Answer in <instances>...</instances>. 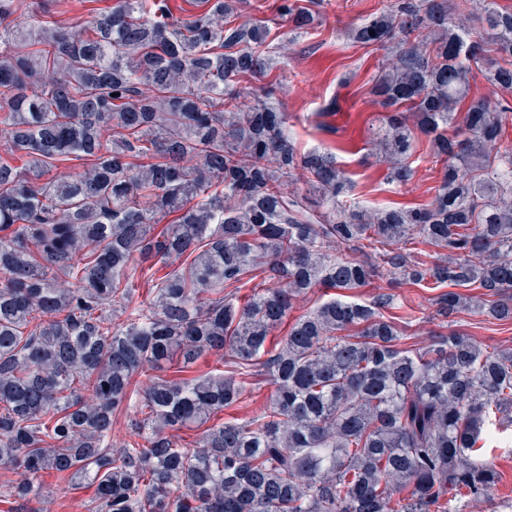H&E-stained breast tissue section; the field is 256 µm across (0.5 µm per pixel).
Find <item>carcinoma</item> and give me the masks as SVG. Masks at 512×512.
<instances>
[{
    "mask_svg": "<svg viewBox=\"0 0 512 512\" xmlns=\"http://www.w3.org/2000/svg\"><path fill=\"white\" fill-rule=\"evenodd\" d=\"M309 3L278 10L304 30ZM204 5L182 20L166 0H118L93 33L72 34L0 0L4 148L26 157L0 163V469L22 475L9 496L36 498L51 470L89 479L94 512H440L460 495L448 512H470L499 481L477 444L493 413L512 423V349L453 331L406 347L409 322L380 316L387 293L288 314L319 288L401 276L451 287L439 315L512 323V148L499 146L512 105L469 97L478 75L512 93V11L389 0L354 29L393 54L373 91L418 114L445 168L430 203L367 210L348 203L354 182L333 154L299 152L284 113L246 103L245 82L266 70L263 22H236L237 0ZM24 31L28 49L9 51ZM381 132L387 179L406 186L414 128L395 113ZM70 160L91 169L50 177ZM299 169L317 212L284 191ZM414 239L437 248L432 261L402 248ZM364 241L367 262L350 254ZM171 258L184 264L138 300L136 275ZM472 286L482 293L460 292ZM211 352L225 370L160 375ZM260 374L274 385L262 415L207 425ZM138 377L148 413L114 455ZM193 425L206 429L192 445L167 434Z\"/></svg>",
    "mask_w": 512,
    "mask_h": 512,
    "instance_id": "1",
    "label": "carcinoma"
}]
</instances>
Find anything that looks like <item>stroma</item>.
Wrapping results in <instances>:
<instances>
[{"mask_svg": "<svg viewBox=\"0 0 512 512\" xmlns=\"http://www.w3.org/2000/svg\"><path fill=\"white\" fill-rule=\"evenodd\" d=\"M43 9L48 20L72 31L88 27L117 0H28ZM388 0H318L315 20L307 33L297 35L288 21L279 18L278 0H247L238 21H265L270 29L273 66L254 90L272 92V102L287 116V129L300 152L318 150L335 154L338 164L355 182L354 200L367 209L400 204L429 203L443 178L444 169L434 162L431 138L419 135L411 158L415 176L398 187L386 178L387 164L371 146L374 133L387 111L371 89L380 72L391 62L386 50L352 41L350 29L382 10ZM388 290L392 306L384 317L411 313L408 329L413 345L433 336L458 330L487 348H512V325H502L471 311L445 318L437 315L434 299L439 291L396 279ZM481 459L495 466L500 479L491 496L473 512H512V426L496 423L482 434ZM18 478L0 470V512H91L94 487L87 480L59 483L53 472H42L38 498L24 505L2 497L1 492Z\"/></svg>", "mask_w": 512, "mask_h": 512, "instance_id": "stroma-1", "label": "stroma"}]
</instances>
